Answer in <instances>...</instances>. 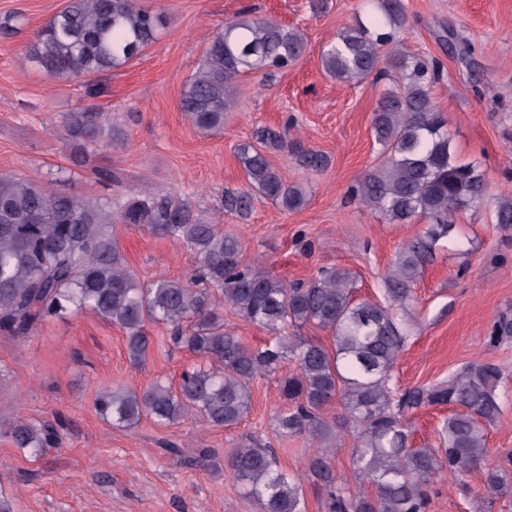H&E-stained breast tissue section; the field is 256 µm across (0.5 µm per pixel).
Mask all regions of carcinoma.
Wrapping results in <instances>:
<instances>
[{
	"mask_svg": "<svg viewBox=\"0 0 512 512\" xmlns=\"http://www.w3.org/2000/svg\"><path fill=\"white\" fill-rule=\"evenodd\" d=\"M372 2L370 26L340 29L323 49L322 63L340 82L370 76L390 81L372 120L375 141L388 155L349 194L391 222L418 218L425 227L396 251L384 274L383 301L357 300L354 276L343 268L288 283L244 263L239 239L185 199L142 190L115 209L107 197H76L1 173L0 332L24 338L49 317L89 308L124 330L128 355L136 361L151 349L148 327L161 325L173 348L215 364L184 370L176 387L156 380L140 391L102 390L96 410L122 427L144 417L165 425L190 416L235 426L250 410L253 380L292 361L294 372L278 382L289 408L276 416V426L282 436H303L313 445L305 473L326 492L328 512H426L429 488L445 469L462 481L483 466L485 490L512 495V470L487 463V427L501 419L505 404L495 365L470 363L435 385L402 390L391 382L407 339L415 286L439 242L455 230L456 215L479 205L488 184L474 165L452 156L447 118L431 97L440 78L437 61L404 51L395 41L408 21L403 0ZM162 28L161 15L137 0H67L26 53L51 78L87 77L121 67L155 42ZM304 50L296 28L261 18L228 20L183 91L181 110L198 131H221L240 75L286 71ZM63 125L76 167L97 146L118 138L94 108L65 113ZM237 157L247 187L226 195L228 210L247 213L256 194L287 211L306 204L305 187L286 183L259 148L242 143ZM297 161L312 171L327 164L314 150L300 152ZM492 220L512 230V198L497 201ZM116 223L141 224L176 240L195 256V272L143 287L119 249ZM225 308L269 331L271 340L248 348L224 327ZM305 325L328 332L330 344L300 336ZM511 338L512 319L493 323L490 343ZM336 400L343 410L339 416L329 411ZM425 405L452 408L435 448L412 446L406 416ZM347 432L354 438L353 474L375 487L372 495L351 492L336 469V443ZM7 436L34 456L60 445L50 422L18 420ZM224 466L257 497L262 512H306L301 480L276 469L273 449L240 446L224 456Z\"/></svg>",
	"mask_w": 512,
	"mask_h": 512,
	"instance_id": "cac0c4a2",
	"label": "carcinoma"
}]
</instances>
